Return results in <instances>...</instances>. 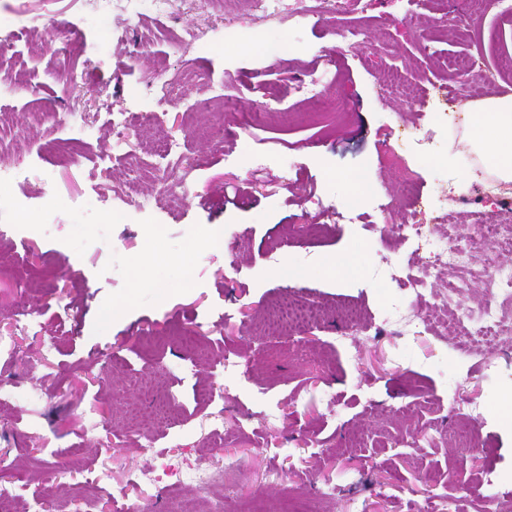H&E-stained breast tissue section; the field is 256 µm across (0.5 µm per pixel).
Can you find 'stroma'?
I'll return each instance as SVG.
<instances>
[{
    "instance_id": "stroma-1",
    "label": "stroma",
    "mask_w": 512,
    "mask_h": 512,
    "mask_svg": "<svg viewBox=\"0 0 512 512\" xmlns=\"http://www.w3.org/2000/svg\"><path fill=\"white\" fill-rule=\"evenodd\" d=\"M0 13V171L19 173L0 198V480L24 473L19 503L512 512V331L467 349L448 329L488 305L510 320L512 300L468 254L433 270L409 327L400 282L429 257L401 225L441 248L512 222L504 182L471 176L461 113L512 95V12L0 0ZM62 25L79 45L68 59L52 46ZM457 57L479 70L447 67ZM393 74L414 102L384 87ZM318 77L321 116L303 91ZM291 291L322 315L272 334L267 311ZM167 462L180 481H141Z\"/></svg>"
}]
</instances>
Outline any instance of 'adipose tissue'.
Segmentation results:
<instances>
[{"mask_svg": "<svg viewBox=\"0 0 512 512\" xmlns=\"http://www.w3.org/2000/svg\"><path fill=\"white\" fill-rule=\"evenodd\" d=\"M470 140L489 174L512 181V97L464 107Z\"/></svg>", "mask_w": 512, "mask_h": 512, "instance_id": "ef3b65f1", "label": "adipose tissue"}]
</instances>
